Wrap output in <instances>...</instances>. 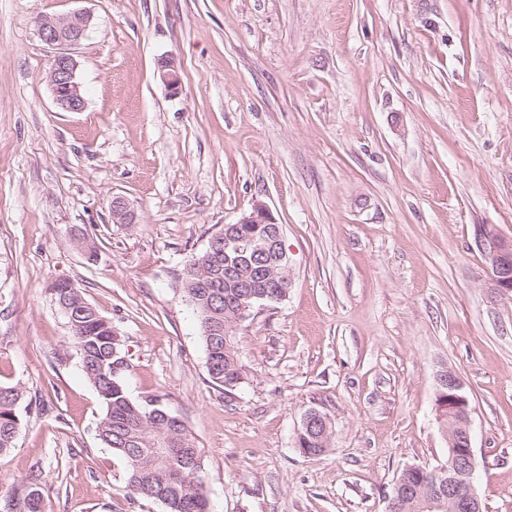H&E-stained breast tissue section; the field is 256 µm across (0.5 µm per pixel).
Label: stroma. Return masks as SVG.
Here are the masks:
<instances>
[{"instance_id":"stroma-1","label":"stroma","mask_w":512,"mask_h":512,"mask_svg":"<svg viewBox=\"0 0 512 512\" xmlns=\"http://www.w3.org/2000/svg\"><path fill=\"white\" fill-rule=\"evenodd\" d=\"M74 10L85 107L64 112L35 20ZM257 199L293 285L239 326L227 394L177 276ZM483 225L512 239V0H0V384L23 392L0 512L33 487L48 512H165L98 437L60 279L122 336L129 396L194 435L211 512H385L404 468L448 460V367L483 510L512 512V295ZM311 409L333 431L316 456ZM480 245L492 272L493 288L499 295L512 292V240L501 237L494 228L478 230Z\"/></svg>"}]
</instances>
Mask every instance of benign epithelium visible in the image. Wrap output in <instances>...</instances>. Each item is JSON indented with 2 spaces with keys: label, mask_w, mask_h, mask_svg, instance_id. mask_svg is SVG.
<instances>
[{
  "label": "benign epithelium",
  "mask_w": 512,
  "mask_h": 512,
  "mask_svg": "<svg viewBox=\"0 0 512 512\" xmlns=\"http://www.w3.org/2000/svg\"><path fill=\"white\" fill-rule=\"evenodd\" d=\"M92 17L83 11L65 15H45L37 21V33L48 45L60 49L51 63L48 78L53 100L64 112H79L85 101L77 81V63L65 48L79 44L87 35ZM160 78L172 94H177L180 79L174 64L169 59L159 61ZM112 218L116 224H134L136 215L126 200L116 197L112 200ZM243 224L268 225L267 238L263 249L248 253L240 245V227ZM480 245L492 272L493 288L500 295L512 292V240L501 237L494 228H479ZM223 255L214 249L212 256L225 257L228 284L242 289L235 310L236 324L248 320L255 310L280 300L278 292L261 287L265 271H277L275 287L290 288L293 284L292 271L287 254L282 247V227L272 215L268 205L255 200L249 212L242 214L231 224L224 225ZM436 410L440 419H448V462L432 471L433 479L428 485L408 487L396 482L388 496L386 512H396L406 499L424 501L431 507L448 512H483L482 503L473 484L477 468V457L472 447V425L469 400L464 394L460 376L452 369L437 374ZM329 430L328 418L317 410L308 411L303 418L298 435L306 433L322 442Z\"/></svg>",
  "instance_id": "benign-epithelium-1"
}]
</instances>
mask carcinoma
Returning <instances> with one entry per match:
<instances>
[{
	"instance_id": "carcinoma-1",
	"label": "carcinoma",
	"mask_w": 512,
	"mask_h": 512,
	"mask_svg": "<svg viewBox=\"0 0 512 512\" xmlns=\"http://www.w3.org/2000/svg\"><path fill=\"white\" fill-rule=\"evenodd\" d=\"M198 257L203 262L193 274L184 277L187 288L183 293L199 317L209 382L228 392L226 382L235 380L243 370L237 364V350L224 345V330L234 324L235 312L224 305L218 311L213 309L200 293L213 285L228 295L234 289L224 287V264L217 265L202 253ZM50 291L67 320L69 339L79 353L82 372L103 404V415L97 425L99 439L124 460L128 487L151 500L156 494H164L169 501L166 512H210L195 437L182 422L171 426L152 417V410L162 409L159 400L138 402L130 398L124 384V371L129 364L123 341L112 335V322L100 315L79 288L70 287L69 281L53 283ZM21 398L22 391L13 386L11 395L0 399V453L14 447L19 435L17 406ZM163 440L183 450L170 464L180 473L176 481L171 479L170 472L155 464L153 448Z\"/></svg>"
}]
</instances>
